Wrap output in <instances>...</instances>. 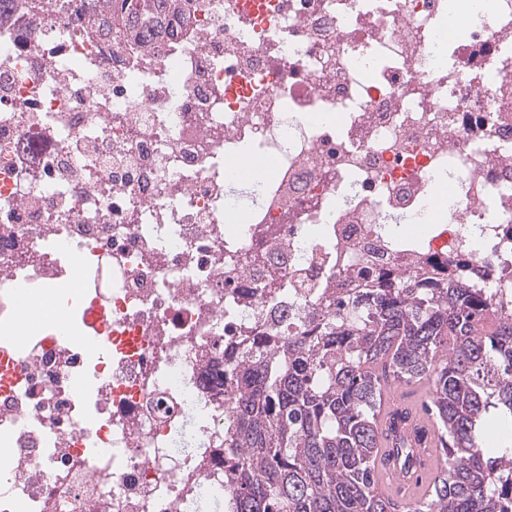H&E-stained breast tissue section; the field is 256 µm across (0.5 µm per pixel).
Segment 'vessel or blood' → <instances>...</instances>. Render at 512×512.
I'll use <instances>...</instances> for the list:
<instances>
[{
    "label": "vessel or blood",
    "instance_id": "vessel-or-blood-1",
    "mask_svg": "<svg viewBox=\"0 0 512 512\" xmlns=\"http://www.w3.org/2000/svg\"><path fill=\"white\" fill-rule=\"evenodd\" d=\"M431 394L429 387L409 386L405 396L384 395L381 411L376 420L379 447L390 449L395 444L391 430V416L400 404H407L412 412L406 436L417 450L422 462L421 469L413 475L407 474L392 458H384L375 473L374 491L384 497L406 501L422 500L427 493L432 474L438 465L441 443L436 436L432 421L420 411L421 403Z\"/></svg>",
    "mask_w": 512,
    "mask_h": 512
}]
</instances>
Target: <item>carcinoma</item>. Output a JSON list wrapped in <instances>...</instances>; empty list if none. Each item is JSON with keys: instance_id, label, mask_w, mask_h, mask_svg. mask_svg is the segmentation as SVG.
I'll use <instances>...</instances> for the list:
<instances>
[{"instance_id": "carcinoma-1", "label": "carcinoma", "mask_w": 512, "mask_h": 512, "mask_svg": "<svg viewBox=\"0 0 512 512\" xmlns=\"http://www.w3.org/2000/svg\"><path fill=\"white\" fill-rule=\"evenodd\" d=\"M180 4L102 0L94 17L109 39L162 32ZM319 325L309 338L274 333L257 349L244 341L231 366L236 512H509L512 443L491 447L483 429L489 419L512 425V315L450 266L426 277L397 269L328 300ZM422 380L433 383L428 411L447 446L430 495L408 508L371 490L373 423L385 389ZM396 459L406 469L416 460L402 439Z\"/></svg>"}]
</instances>
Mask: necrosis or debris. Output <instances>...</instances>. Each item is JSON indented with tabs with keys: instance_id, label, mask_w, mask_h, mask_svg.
I'll list each match as a JSON object with an SVG mask.
<instances>
[{
	"instance_id": "obj_1",
	"label": "necrosis or debris",
	"mask_w": 512,
	"mask_h": 512,
	"mask_svg": "<svg viewBox=\"0 0 512 512\" xmlns=\"http://www.w3.org/2000/svg\"><path fill=\"white\" fill-rule=\"evenodd\" d=\"M90 2L0 5V512H232L241 336L429 260L512 299V0H184L136 49Z\"/></svg>"
}]
</instances>
